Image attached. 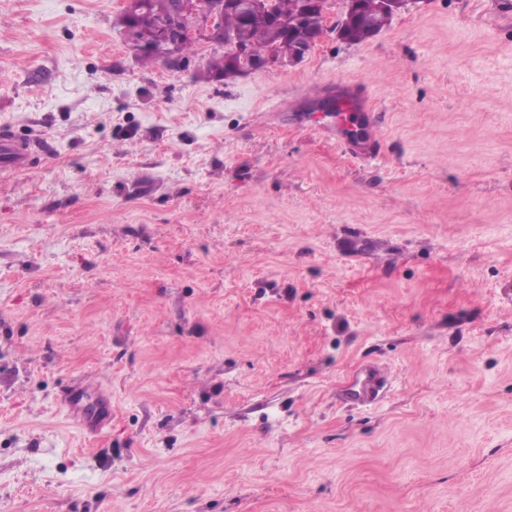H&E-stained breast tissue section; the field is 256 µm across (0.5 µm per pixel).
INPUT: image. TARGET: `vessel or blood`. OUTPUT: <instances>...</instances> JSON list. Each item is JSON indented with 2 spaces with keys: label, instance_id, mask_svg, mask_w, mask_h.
<instances>
[{
  "label": "vessel or blood",
  "instance_id": "vessel-or-blood-1",
  "mask_svg": "<svg viewBox=\"0 0 512 512\" xmlns=\"http://www.w3.org/2000/svg\"><path fill=\"white\" fill-rule=\"evenodd\" d=\"M336 93L339 97L336 121L330 126L337 143L345 153L357 159H368L378 151L380 140L377 114L369 105L366 90L352 83L340 85ZM38 144L32 140H15L0 134V173L23 172L31 167L32 157ZM379 375L377 367L368 365L353 378L346 389L348 397L359 399L373 389ZM69 416L88 435L104 432L112 421L110 406L101 398L95 397L89 386H81L67 394L63 400Z\"/></svg>",
  "mask_w": 512,
  "mask_h": 512
}]
</instances>
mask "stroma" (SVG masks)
Returning <instances> with one entry per match:
<instances>
[{"instance_id": "1", "label": "stroma", "mask_w": 512, "mask_h": 512, "mask_svg": "<svg viewBox=\"0 0 512 512\" xmlns=\"http://www.w3.org/2000/svg\"><path fill=\"white\" fill-rule=\"evenodd\" d=\"M123 6L0 0V131L42 144L0 174V512H512V0L226 84ZM344 80L368 160L311 107ZM336 121L330 125L336 142L345 153L357 159H369L378 151L380 140L377 114L369 105V95L362 86L340 85ZM378 375L379 369L377 367L372 365L363 367L348 385L346 395L354 399L368 396ZM63 405L68 415L90 436L101 434L112 422L110 405L100 396L93 397L92 390L87 385L67 394Z\"/></svg>"}]
</instances>
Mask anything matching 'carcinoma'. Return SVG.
Listing matches in <instances>:
<instances>
[{
  "instance_id": "carcinoma-1",
  "label": "carcinoma",
  "mask_w": 512,
  "mask_h": 512,
  "mask_svg": "<svg viewBox=\"0 0 512 512\" xmlns=\"http://www.w3.org/2000/svg\"><path fill=\"white\" fill-rule=\"evenodd\" d=\"M305 0H267V17L251 21L243 9L226 5L222 10L220 33L216 46L206 66V73L213 78H224L238 70L237 57L231 47L224 44V34L233 35L239 42L251 48L257 61L264 60L270 50L288 53L294 46L308 43L322 34L318 28L315 12L303 6ZM177 0H141L138 11L129 22H120L125 27L126 41L134 57L143 63L161 61L157 54L144 49L143 43L157 39L165 25L177 15ZM394 13H358L355 22L347 31L352 43H363L388 27Z\"/></svg>"
}]
</instances>
